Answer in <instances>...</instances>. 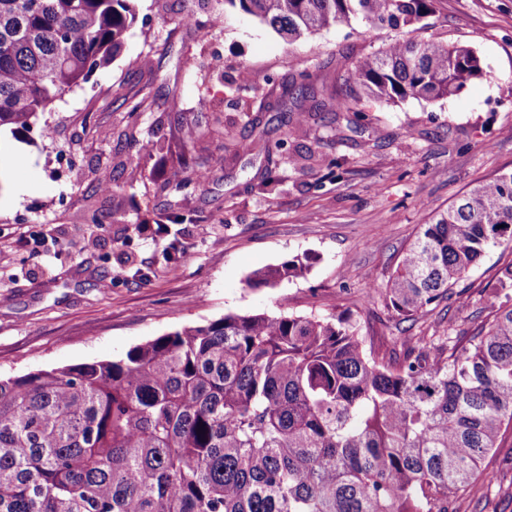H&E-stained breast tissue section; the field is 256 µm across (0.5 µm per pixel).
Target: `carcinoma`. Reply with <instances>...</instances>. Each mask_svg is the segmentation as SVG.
I'll return each mask as SVG.
<instances>
[{
	"label": "carcinoma",
	"instance_id": "cac0c4a2",
	"mask_svg": "<svg viewBox=\"0 0 512 512\" xmlns=\"http://www.w3.org/2000/svg\"><path fill=\"white\" fill-rule=\"evenodd\" d=\"M288 42L359 17L403 29L434 0H224ZM133 0H0V131L39 115L121 50ZM320 64L283 87V126L377 103L440 100L485 76L465 45L397 39L357 60L345 94L319 97ZM263 148L262 183L274 180ZM184 167L165 179L182 193ZM512 245V172L424 218L382 292L402 320L455 299L492 247ZM298 256L254 274L297 277ZM512 262L484 290L491 318L468 337L367 346L350 314L238 315L184 326L117 360L0 378V512H452L512 426Z\"/></svg>",
	"mask_w": 512,
	"mask_h": 512
}]
</instances>
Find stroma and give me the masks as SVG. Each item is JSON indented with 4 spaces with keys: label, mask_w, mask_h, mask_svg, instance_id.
<instances>
[{
    "label": "stroma",
    "mask_w": 512,
    "mask_h": 512,
    "mask_svg": "<svg viewBox=\"0 0 512 512\" xmlns=\"http://www.w3.org/2000/svg\"><path fill=\"white\" fill-rule=\"evenodd\" d=\"M136 21L120 53L67 92L38 129L0 133V376L112 360L186 325L227 313L330 315L350 312L375 344L403 351L419 332L451 325L471 333L480 303L512 249H491L462 282L469 305L442 303L403 321L379 288L413 241L425 213L465 189L512 171V0H436L429 26L395 32L361 19L290 44L257 19L224 14V0H136ZM436 37L474 48L486 75L437 101L374 106L363 132L346 122L281 126L282 83L305 61L335 94L361 56L398 37ZM224 58L222 73L210 67ZM142 101L135 126L128 99ZM257 109V130L241 103ZM286 139L287 162L262 185L263 152L225 150V126ZM54 129L42 137L40 127ZM199 131L187 142V127ZM158 147L140 155L136 142ZM191 154L206 182L191 195L163 188L165 172ZM340 157L339 176L326 161ZM111 192L99 187L101 172ZM100 212L102 223L89 220ZM182 215L166 233L163 214ZM178 242V272L164 250ZM309 271L271 288L253 272L296 256ZM502 489L475 485L457 512H512V431L483 461Z\"/></svg>",
    "instance_id": "1"
}]
</instances>
